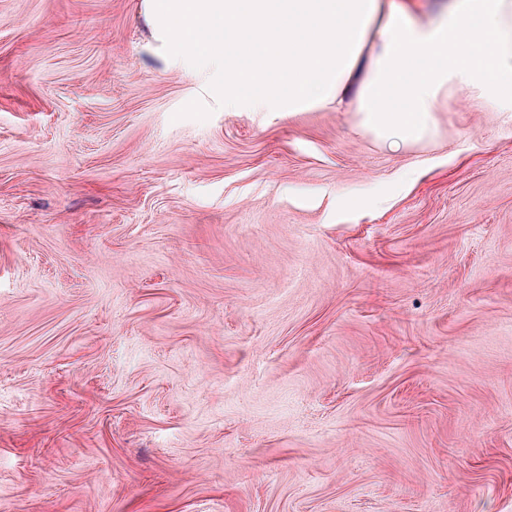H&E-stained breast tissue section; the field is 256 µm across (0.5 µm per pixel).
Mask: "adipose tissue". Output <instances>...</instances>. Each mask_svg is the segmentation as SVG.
<instances>
[{
    "instance_id": "adipose-tissue-1",
    "label": "adipose tissue",
    "mask_w": 512,
    "mask_h": 512,
    "mask_svg": "<svg viewBox=\"0 0 512 512\" xmlns=\"http://www.w3.org/2000/svg\"><path fill=\"white\" fill-rule=\"evenodd\" d=\"M169 40L224 59V103L291 112L354 91L359 127L410 147L451 89L512 113V0H453L422 23L393 0H146Z\"/></svg>"
}]
</instances>
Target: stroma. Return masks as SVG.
<instances>
[{
	"mask_svg": "<svg viewBox=\"0 0 512 512\" xmlns=\"http://www.w3.org/2000/svg\"><path fill=\"white\" fill-rule=\"evenodd\" d=\"M224 80L144 0H0V512H512V116Z\"/></svg>",
	"mask_w": 512,
	"mask_h": 512,
	"instance_id": "obj_1",
	"label": "stroma"
}]
</instances>
